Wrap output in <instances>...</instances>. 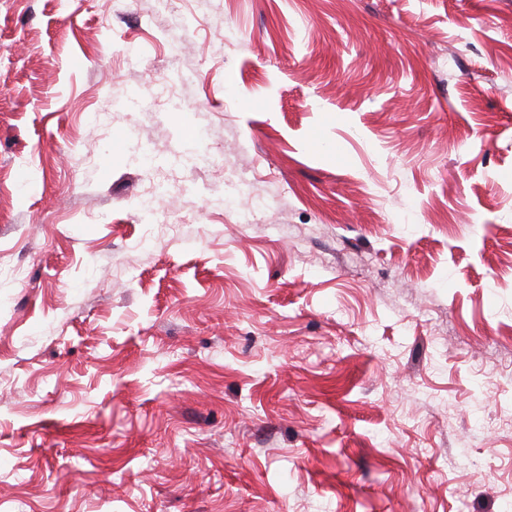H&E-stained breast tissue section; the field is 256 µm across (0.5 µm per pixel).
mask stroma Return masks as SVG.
I'll return each instance as SVG.
<instances>
[{
  "label": "stroma",
  "mask_w": 512,
  "mask_h": 512,
  "mask_svg": "<svg viewBox=\"0 0 512 512\" xmlns=\"http://www.w3.org/2000/svg\"><path fill=\"white\" fill-rule=\"evenodd\" d=\"M510 212L512 0H0V512H512Z\"/></svg>",
  "instance_id": "1"
}]
</instances>
